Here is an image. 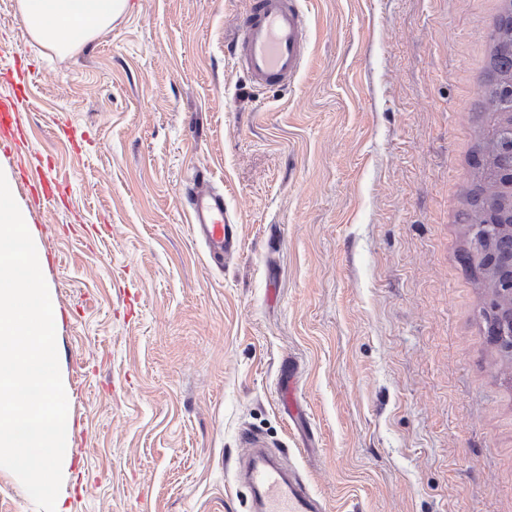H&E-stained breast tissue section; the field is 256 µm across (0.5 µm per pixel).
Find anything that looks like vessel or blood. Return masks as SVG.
<instances>
[{
	"mask_svg": "<svg viewBox=\"0 0 512 512\" xmlns=\"http://www.w3.org/2000/svg\"><path fill=\"white\" fill-rule=\"evenodd\" d=\"M232 58L259 87L283 86L301 72L308 52L307 21L295 0H247L236 19ZM188 214L210 251L234 247V233L222 190L198 175L186 195ZM237 471L251 492L254 512H323V505L298 475L280 460L249 448L237 458Z\"/></svg>",
	"mask_w": 512,
	"mask_h": 512,
	"instance_id": "vessel-or-blood-1",
	"label": "vessel or blood"
}]
</instances>
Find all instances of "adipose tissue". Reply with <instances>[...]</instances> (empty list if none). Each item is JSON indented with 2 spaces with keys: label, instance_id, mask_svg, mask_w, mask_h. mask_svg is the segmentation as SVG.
Listing matches in <instances>:
<instances>
[{
  "label": "adipose tissue",
  "instance_id": "ef3b65f1",
  "mask_svg": "<svg viewBox=\"0 0 512 512\" xmlns=\"http://www.w3.org/2000/svg\"><path fill=\"white\" fill-rule=\"evenodd\" d=\"M18 5L34 40L70 53L106 30L128 0H18Z\"/></svg>",
  "mask_w": 512,
  "mask_h": 512
}]
</instances>
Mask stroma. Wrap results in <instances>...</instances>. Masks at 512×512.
Listing matches in <instances>:
<instances>
[{"label":"stroma","mask_w":512,"mask_h":512,"mask_svg":"<svg viewBox=\"0 0 512 512\" xmlns=\"http://www.w3.org/2000/svg\"><path fill=\"white\" fill-rule=\"evenodd\" d=\"M298 3L306 66L261 89L230 54L246 0H129L66 54L0 0L67 512H249L248 434L328 512H512V374L460 262L502 0ZM201 170L237 229L219 264L181 199Z\"/></svg>","instance_id":"1"}]
</instances>
